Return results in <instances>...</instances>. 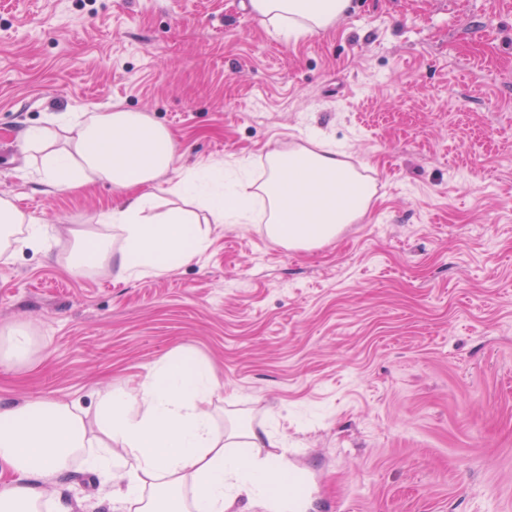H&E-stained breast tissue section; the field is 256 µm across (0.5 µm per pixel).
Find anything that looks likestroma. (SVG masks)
<instances>
[{
    "label": "stroma",
    "instance_id": "35a3bbf8",
    "mask_svg": "<svg viewBox=\"0 0 512 512\" xmlns=\"http://www.w3.org/2000/svg\"><path fill=\"white\" fill-rule=\"evenodd\" d=\"M329 31L276 37L242 0H0V194L50 254L0 263V407L131 388L186 352L218 430L266 426L309 512H512V0H353ZM116 105L177 136L180 164L266 167L327 141L377 193L335 240L291 251L215 224L160 277L72 276L74 231L125 198L41 184L21 135ZM74 512H110L73 464ZM4 336L5 351L2 354L0 336V364H10L13 360L26 357L34 346V337L25 330L10 328Z\"/></svg>",
    "mask_w": 512,
    "mask_h": 512
}]
</instances>
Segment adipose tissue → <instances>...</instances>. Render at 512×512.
<instances>
[{
	"mask_svg": "<svg viewBox=\"0 0 512 512\" xmlns=\"http://www.w3.org/2000/svg\"><path fill=\"white\" fill-rule=\"evenodd\" d=\"M255 15L279 36L327 31L352 0H249ZM38 160L40 180L59 191L107 183L126 194L125 207L100 221L116 241L78 234L66 260L82 276L105 266L119 278L158 277L206 252L214 224L254 220L266 201L265 236L286 248L335 239L367 211L373 185L320 151L272 149L262 184L217 164L180 168L173 132L144 112L111 108L64 112L23 133ZM172 204L153 213L157 191ZM46 225L26 216L10 195L0 196V256L50 253ZM215 390L210 367L186 353L155 365L136 388L100 391L88 431L79 404L23 401L0 408V512H40L44 487L74 459L111 484L113 512H234L246 500L258 512H308L292 496L294 470L283 455L261 454L265 440L249 428L216 432L209 410Z\"/></svg>",
	"mask_w": 512,
	"mask_h": 512,
	"instance_id": "obj_1",
	"label": "adipose tissue"
}]
</instances>
